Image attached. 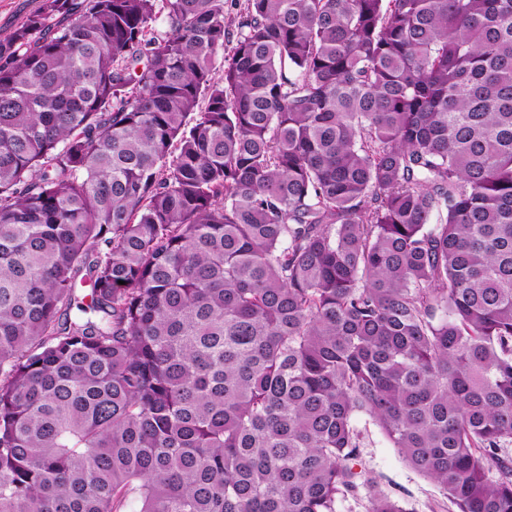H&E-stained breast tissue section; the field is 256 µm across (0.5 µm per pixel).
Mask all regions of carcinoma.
<instances>
[{
	"label": "carcinoma",
	"mask_w": 512,
	"mask_h": 512,
	"mask_svg": "<svg viewBox=\"0 0 512 512\" xmlns=\"http://www.w3.org/2000/svg\"><path fill=\"white\" fill-rule=\"evenodd\" d=\"M225 7L0 42V512H512V0ZM355 420L364 436L357 471L361 469L382 490L401 500L408 512H455L440 488L402 458L367 414L359 413Z\"/></svg>",
	"instance_id": "cac0c4a2"
}]
</instances>
